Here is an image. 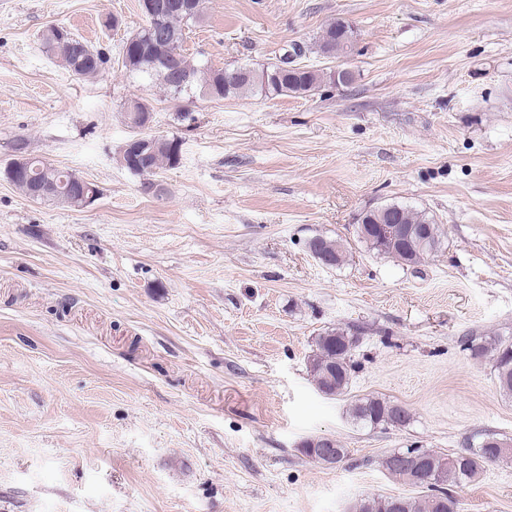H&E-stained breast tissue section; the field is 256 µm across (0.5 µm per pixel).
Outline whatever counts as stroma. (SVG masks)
Here are the masks:
<instances>
[{
    "label": "stroma",
    "instance_id": "1",
    "mask_svg": "<svg viewBox=\"0 0 512 512\" xmlns=\"http://www.w3.org/2000/svg\"><path fill=\"white\" fill-rule=\"evenodd\" d=\"M117 19L106 27V19ZM351 51L318 53L334 20ZM139 0H0V512H353L414 496L389 454L512 440L491 356L512 342V0H208L194 64L353 74L307 97L172 98L122 65ZM66 26L100 52L81 80L41 46ZM134 96L179 165L119 155ZM94 183L78 208L21 195L19 155ZM432 216L442 244L406 267L357 237L366 210ZM351 252L339 268L315 236ZM357 331L345 395L320 393L314 338ZM411 414L363 426L356 400ZM327 437L332 466L299 450ZM460 512H512V460L449 489Z\"/></svg>",
    "mask_w": 512,
    "mask_h": 512
}]
</instances>
